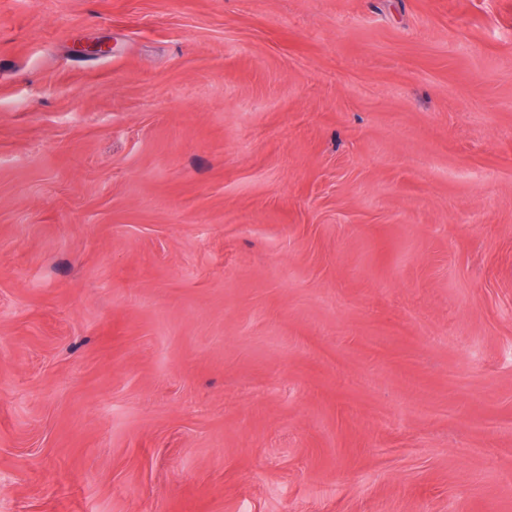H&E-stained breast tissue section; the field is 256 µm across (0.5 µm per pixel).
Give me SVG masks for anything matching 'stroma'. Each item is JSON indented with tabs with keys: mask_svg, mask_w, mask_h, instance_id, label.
<instances>
[{
	"mask_svg": "<svg viewBox=\"0 0 512 512\" xmlns=\"http://www.w3.org/2000/svg\"><path fill=\"white\" fill-rule=\"evenodd\" d=\"M0 512H512V0H0Z\"/></svg>",
	"mask_w": 512,
	"mask_h": 512,
	"instance_id": "stroma-1",
	"label": "stroma"
}]
</instances>
